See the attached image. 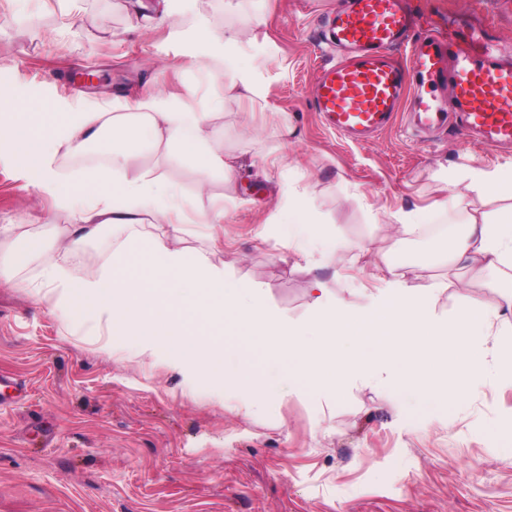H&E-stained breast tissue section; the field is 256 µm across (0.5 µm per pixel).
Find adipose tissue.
<instances>
[{
  "instance_id": "adipose-tissue-1",
  "label": "adipose tissue",
  "mask_w": 512,
  "mask_h": 512,
  "mask_svg": "<svg viewBox=\"0 0 512 512\" xmlns=\"http://www.w3.org/2000/svg\"><path fill=\"white\" fill-rule=\"evenodd\" d=\"M125 107L139 119L132 127L110 126L111 165L87 177L89 193L78 201L64 188L54 159L99 141L106 127L103 113L75 112L58 120L53 113L34 114L21 102L0 99V118L9 125L18 159L58 192L61 208L74 219L58 239L57 260L42 271L60 315L91 316L110 339L139 354L164 346L170 364L198 370L216 386L242 381L238 352L214 354L218 336L235 337L261 352L267 371L254 388L267 400L282 395L286 378L332 394L343 380L384 376L398 395L419 399L430 412L489 383L512 387V355L501 350L494 312L474 303L438 322L431 305L444 283L417 287L400 262L377 266L376 279L391 291L376 306L345 301L322 309L315 323L302 328L268 310L246 283L226 279L212 261L221 249L217 235H209L207 250L185 247L178 187L136 169L135 151L125 145L133 131L139 139L166 142L189 163L223 166L210 149L206 113L159 92ZM435 179L466 224L446 255L448 264L483 274V287L497 288L490 272L512 270V164L443 165ZM143 223L152 228L146 237L114 243L97 271L80 280L70 277L68 257L101 227ZM492 358L501 361L493 375Z\"/></svg>"
}]
</instances>
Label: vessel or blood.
<instances>
[{
    "label": "vessel or blood",
    "mask_w": 512,
    "mask_h": 512,
    "mask_svg": "<svg viewBox=\"0 0 512 512\" xmlns=\"http://www.w3.org/2000/svg\"><path fill=\"white\" fill-rule=\"evenodd\" d=\"M329 25L349 55L319 68L314 102L336 133L366 140L406 107L417 130L452 124L483 148L512 145V63L452 29L415 37L420 19L408 0H350ZM442 85L454 111L437 94Z\"/></svg>",
    "instance_id": "obj_1"
}]
</instances>
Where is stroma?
I'll return each instance as SVG.
<instances>
[{
    "label": "stroma",
    "instance_id": "35a3bbf8",
    "mask_svg": "<svg viewBox=\"0 0 512 512\" xmlns=\"http://www.w3.org/2000/svg\"><path fill=\"white\" fill-rule=\"evenodd\" d=\"M345 0H174L173 22L147 28L130 0H0V97L26 96L59 112L102 109L126 121L125 97L157 88L208 113L212 148L232 174L190 166L163 145L138 147L139 169L178 186L186 206L224 205L215 262L247 282L289 324L323 300L370 305L378 256L395 253L417 285L447 287L433 307L499 311L512 333V290L448 275L445 253L463 224L438 208V163H512L454 126L420 134L405 120L357 142L330 130L313 78L337 52L323 19ZM426 27L455 28L512 59V0H409ZM245 38L240 67L265 99L229 86L222 67L200 68L185 40L198 29ZM222 100L218 110L210 103ZM307 204L321 236L306 255L282 246L288 197ZM422 210L409 233L391 214ZM71 222L0 134V226L36 233L41 249L14 261L0 235V512H512V448L500 429L512 389L482 388L433 415L366 380L335 398L296 386L276 401L218 389L174 368L164 352L104 348L92 323L61 317L40 286ZM124 224L71 256L74 277L95 271L110 245L137 235ZM335 240L338 248L325 247Z\"/></svg>",
    "mask_w": 512,
    "mask_h": 512
}]
</instances>
